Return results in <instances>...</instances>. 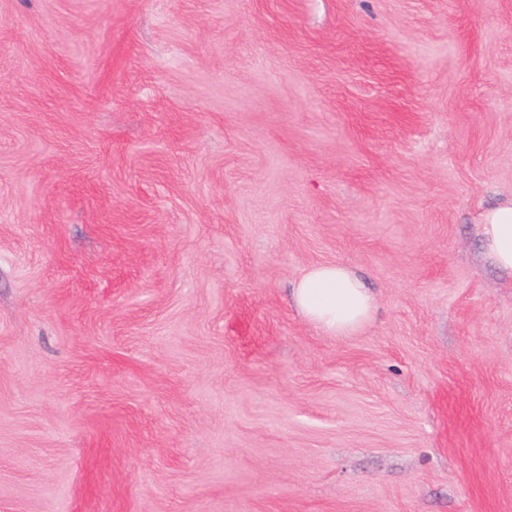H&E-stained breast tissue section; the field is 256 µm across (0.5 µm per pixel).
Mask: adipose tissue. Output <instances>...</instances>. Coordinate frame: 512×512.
Wrapping results in <instances>:
<instances>
[{
	"label": "adipose tissue",
	"mask_w": 512,
	"mask_h": 512,
	"mask_svg": "<svg viewBox=\"0 0 512 512\" xmlns=\"http://www.w3.org/2000/svg\"><path fill=\"white\" fill-rule=\"evenodd\" d=\"M483 248L502 270L512 272V199L476 215ZM292 302L310 324L330 336H350L370 322L377 309L364 281L342 263L310 267L296 282Z\"/></svg>",
	"instance_id": "adipose-tissue-1"
}]
</instances>
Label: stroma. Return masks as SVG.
Returning a JSON list of instances; mask_svg holds the SVG:
<instances>
[{
  "label": "stroma",
  "mask_w": 512,
  "mask_h": 512,
  "mask_svg": "<svg viewBox=\"0 0 512 512\" xmlns=\"http://www.w3.org/2000/svg\"><path fill=\"white\" fill-rule=\"evenodd\" d=\"M506 198L512 0H0V512H512ZM475 222L486 253L500 269L512 272V199L482 208ZM292 302L307 322L329 336L360 332L377 309L364 281L343 263L310 267L292 288Z\"/></svg>",
  "instance_id": "obj_1"
}]
</instances>
